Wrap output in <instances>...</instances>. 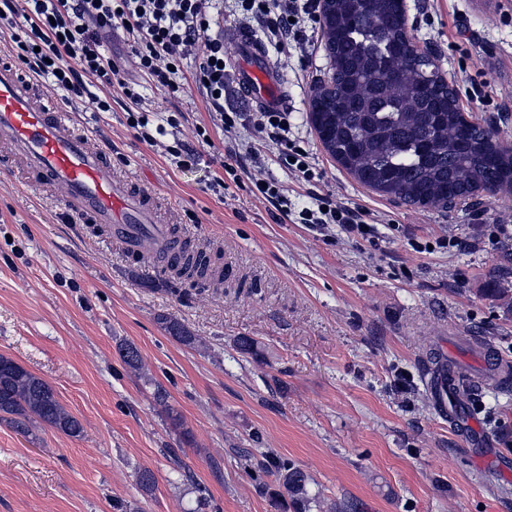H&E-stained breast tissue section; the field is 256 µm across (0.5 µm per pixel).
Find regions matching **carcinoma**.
I'll list each match as a JSON object with an SVG mask.
<instances>
[{
  "instance_id": "cac0c4a2",
  "label": "carcinoma",
  "mask_w": 512,
  "mask_h": 512,
  "mask_svg": "<svg viewBox=\"0 0 512 512\" xmlns=\"http://www.w3.org/2000/svg\"><path fill=\"white\" fill-rule=\"evenodd\" d=\"M325 21V50L333 61L329 80L312 96L310 119L329 156L368 189L405 203L446 210L487 192L512 193V151L491 130L462 115L457 96L438 65L409 54L405 15L398 0H331ZM162 273L195 288L224 282L222 254L199 250L190 242ZM175 340L194 345L197 337L179 321L160 318ZM118 354L133 371L143 368L136 346L123 343ZM455 374L454 391L475 405L488 386H504L498 373L462 370ZM155 399L164 405L172 429L192 442L182 415L166 404L159 389ZM0 419L24 435L34 423L80 438L81 421L59 402L54 388L11 358L0 355ZM279 483L294 512L320 507L309 495L308 476L291 461L273 460Z\"/></svg>"
}]
</instances>
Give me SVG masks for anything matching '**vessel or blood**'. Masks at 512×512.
I'll list each match as a JSON object with an SVG mask.
<instances>
[{"label":"vessel or blood","instance_id":"b4317fda","mask_svg":"<svg viewBox=\"0 0 512 512\" xmlns=\"http://www.w3.org/2000/svg\"><path fill=\"white\" fill-rule=\"evenodd\" d=\"M235 83L258 111L281 112L288 104L278 72L261 43L244 29L231 33ZM0 142L5 162L22 168L27 180L60 195L82 220L108 227L133 252L158 254L172 241L168 225L158 223L140 190L118 180L112 161L93 140L77 132L59 105L14 64L0 61ZM426 386L441 417H449L448 376L429 371Z\"/></svg>","mask_w":512,"mask_h":512}]
</instances>
